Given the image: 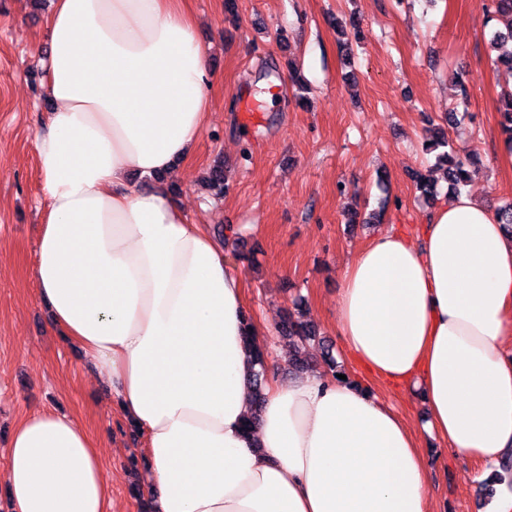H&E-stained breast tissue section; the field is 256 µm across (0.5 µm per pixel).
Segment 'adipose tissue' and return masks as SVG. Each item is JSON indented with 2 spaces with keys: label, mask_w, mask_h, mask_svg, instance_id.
Masks as SVG:
<instances>
[{
  "label": "adipose tissue",
  "mask_w": 512,
  "mask_h": 512,
  "mask_svg": "<svg viewBox=\"0 0 512 512\" xmlns=\"http://www.w3.org/2000/svg\"><path fill=\"white\" fill-rule=\"evenodd\" d=\"M45 28L32 278L143 436L155 512H430L421 432L489 477L512 451V233L497 217L454 195L420 235L384 231L346 266L341 346L417 395L421 432L370 385L322 374L269 384L253 408L239 274L165 184L130 182L172 171L205 130L195 18L184 0H54ZM104 446L75 417L23 419L0 476L7 512H112Z\"/></svg>",
  "instance_id": "ef3b65f1"
}]
</instances>
